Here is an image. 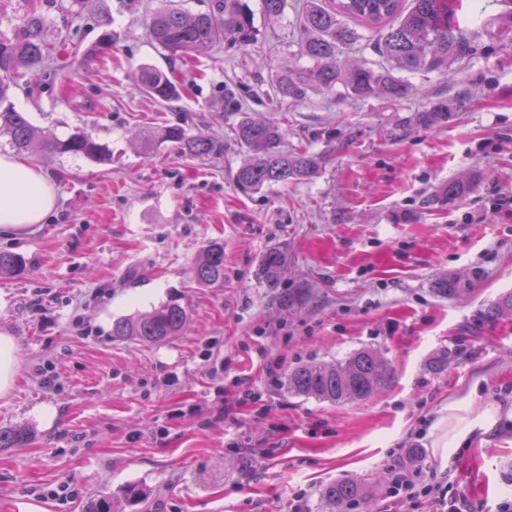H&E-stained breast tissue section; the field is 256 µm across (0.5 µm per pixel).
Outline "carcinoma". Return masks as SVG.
<instances>
[{
	"instance_id": "cac0c4a2",
	"label": "carcinoma",
	"mask_w": 512,
	"mask_h": 512,
	"mask_svg": "<svg viewBox=\"0 0 512 512\" xmlns=\"http://www.w3.org/2000/svg\"><path fill=\"white\" fill-rule=\"evenodd\" d=\"M455 0H302L296 28L298 56L313 62L306 69H284L276 77L275 94L299 101L316 87L333 92L336 87L354 99L385 96L396 100L425 97L426 91L395 75V72H438L448 79L455 75L452 65L470 54L476 37L462 30L455 20ZM361 23L372 32L370 45L387 60L389 66L377 69L346 68L340 55L344 49L363 39L348 22ZM252 29L251 10L246 0H214L210 11L191 15L167 6L154 12L147 35L173 56L200 53L218 37L227 41H248ZM52 51L45 16L28 9L12 29L0 34V138L19 151L36 155H78L100 160L107 147L92 135L77 131L61 140L37 129L24 112L11 101L9 74L20 67L41 63ZM139 82L152 98L165 102L179 99L174 80L161 70L144 66ZM448 103L437 101L413 117V123L429 128L448 121ZM237 141L246 148L248 158L234 176L245 193L266 184L310 181L322 169V161L305 151L280 149L279 126L252 118L243 119L235 129ZM146 148L155 151L172 147L190 157L217 156L224 153V142L201 133L191 134L180 124H169L152 131ZM284 251L275 248L261 267L260 276L268 282L278 280L286 264ZM24 260L0 253V277L19 276ZM196 281L206 287L224 285V243L209 242L194 263ZM471 280L457 276L434 281L436 294L453 298L468 291ZM512 317V292L491 303L485 318L490 321ZM189 320V308L177 297L154 311L136 317L119 318L112 325V336L143 344L165 343L181 335ZM454 360L450 350L441 352L429 363L430 370L441 374ZM395 372L391 362L378 350L363 348L342 362L310 361L288 372L285 386L292 395L314 397L332 404L362 401L391 387ZM29 441L28 433L15 427H0V449L17 448ZM322 512H347L360 508L374 512L369 492L354 478L330 482L319 491ZM147 492L138 485L126 487L121 494L104 492L89 498L82 512H125L128 506L143 504Z\"/></svg>"
}]
</instances>
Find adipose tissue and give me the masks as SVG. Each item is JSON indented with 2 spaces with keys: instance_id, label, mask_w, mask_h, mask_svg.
Segmentation results:
<instances>
[{
  "instance_id": "obj_1",
  "label": "adipose tissue",
  "mask_w": 512,
  "mask_h": 512,
  "mask_svg": "<svg viewBox=\"0 0 512 512\" xmlns=\"http://www.w3.org/2000/svg\"><path fill=\"white\" fill-rule=\"evenodd\" d=\"M56 202L55 184L41 168L26 158L0 154V233L33 232ZM462 409L461 401H449L445 415L432 424L436 447L445 450L469 444L476 432H489L497 422L493 411L471 419L462 416Z\"/></svg>"
}]
</instances>
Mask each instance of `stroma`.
<instances>
[{"instance_id": "1", "label": "stroma", "mask_w": 512, "mask_h": 512, "mask_svg": "<svg viewBox=\"0 0 512 512\" xmlns=\"http://www.w3.org/2000/svg\"><path fill=\"white\" fill-rule=\"evenodd\" d=\"M250 41L217 40L174 56L144 23L161 0H103L75 16L59 0H0V32L26 8L42 12L66 51L20 70L11 102L47 134L84 130L109 161L32 156L55 183L58 204L42 230L0 235L23 275L0 278V334L17 342L13 388L0 396V426L34 439L0 451V512H81L91 495L136 482L147 512H290L306 495L352 477L377 512H433L429 498L387 497L392 450L419 449L428 473L489 512L512 499V318L486 322L512 292V0H460L457 22L478 40L454 79L410 75L452 114L411 125L422 99L355 100L315 88L276 98L275 71L298 58L296 13L268 19L261 0ZM109 50L89 55L104 32ZM175 77L180 98L159 103L137 83L140 67ZM247 116L278 124L283 149L324 157L310 181L243 194L234 174L246 153L235 129ZM179 123L224 142L218 157L141 147L146 128ZM460 198L436 194L451 179ZM224 244V285L194 277L209 241ZM288 250L281 281L259 279L273 246ZM475 273L465 294L437 295L443 275ZM305 289L302 307L284 297ZM182 297L181 336L144 345L112 336L115 320ZM373 347L391 360V388L333 405L288 394L289 370L336 362ZM456 357L447 372L431 357ZM55 378L46 386L43 375ZM495 410L489 433L433 453L429 427L452 399ZM54 409L45 422L43 409ZM66 486V494L51 498Z\"/></svg>"}]
</instances>
